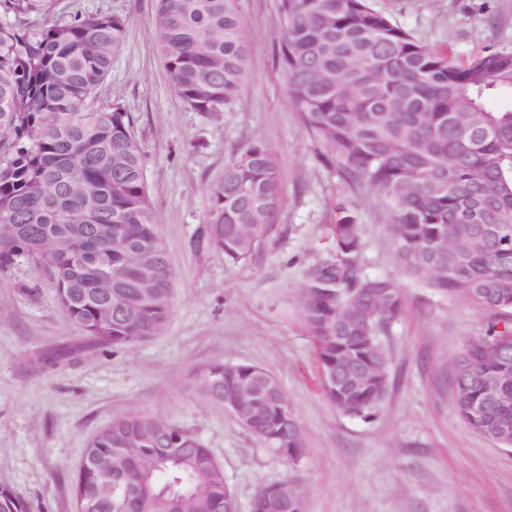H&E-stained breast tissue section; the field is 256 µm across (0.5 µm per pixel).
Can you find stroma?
<instances>
[{"instance_id":"35a3bbf8","label":"stroma","mask_w":512,"mask_h":512,"mask_svg":"<svg viewBox=\"0 0 512 512\" xmlns=\"http://www.w3.org/2000/svg\"><path fill=\"white\" fill-rule=\"evenodd\" d=\"M430 48L465 62L512 51V0H370ZM248 37L240 97L218 112L191 110L156 48L154 0H54L49 15L114 13L124 45L98 98L134 120L158 229L175 275L166 327L134 346H101L61 312L43 268L22 256L0 269V484L30 512H75L72 482L90 438L137 413L198 434L224 466L239 512L257 489L295 481L304 512H512V447L473 432L449 384L453 363L487 315L438 296L401 270L392 212L368 186L349 188L290 105L279 64L277 0H239ZM274 156L283 204L256 254L232 264L193 241L205 188L252 143ZM357 216L365 274L395 280L403 314L381 335L390 386L368 420L322 395L313 348L298 315L305 268L326 256L336 202ZM270 372L301 427L292 464L194 388L190 373L214 361Z\"/></svg>"}]
</instances>
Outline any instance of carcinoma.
Returning <instances> with one entry per match:
<instances>
[{
	"mask_svg": "<svg viewBox=\"0 0 512 512\" xmlns=\"http://www.w3.org/2000/svg\"><path fill=\"white\" fill-rule=\"evenodd\" d=\"M52 0H0V268L20 256L47 271L57 303L103 346L129 347L162 331L174 275L149 199L132 115L93 102L122 48L127 23L112 13L30 25ZM279 62L288 101L348 184L380 192L392 209L401 268L490 320L455 358L457 411L498 442L512 409L489 385L512 391V355L486 354L512 336V51L464 65L422 44L369 0H277ZM152 26L165 68L196 112L241 94L248 39L239 0H155ZM197 243L231 263L250 260L283 190L270 151L254 143L206 188ZM333 225L331 249L299 284L320 389L342 413L368 419L385 398L389 358L379 336L405 308L402 289L363 274L351 205ZM199 392L292 462L302 432L277 379L251 364L197 370ZM79 512H228L224 467L193 432L128 414L89 440L72 484ZM0 512H29L0 485Z\"/></svg>",
	"mask_w": 512,
	"mask_h": 512,
	"instance_id": "cac0c4a2",
	"label": "carcinoma"
}]
</instances>
